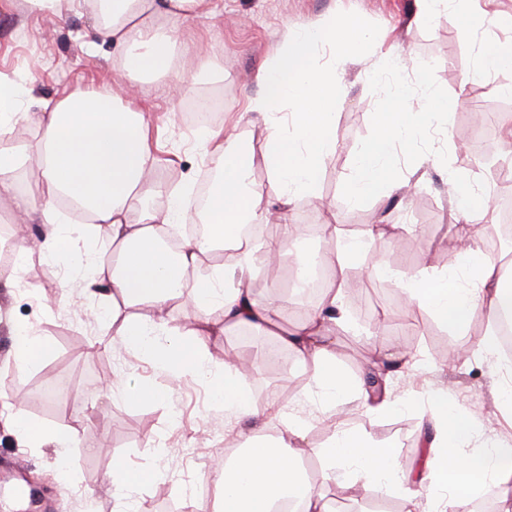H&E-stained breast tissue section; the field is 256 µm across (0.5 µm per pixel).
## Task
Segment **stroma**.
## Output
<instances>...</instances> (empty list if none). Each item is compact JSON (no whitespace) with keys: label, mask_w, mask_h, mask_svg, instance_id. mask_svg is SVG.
Instances as JSON below:
<instances>
[{"label":"stroma","mask_w":512,"mask_h":512,"mask_svg":"<svg viewBox=\"0 0 512 512\" xmlns=\"http://www.w3.org/2000/svg\"><path fill=\"white\" fill-rule=\"evenodd\" d=\"M216 5L217 17L182 24L178 47L205 44L209 56L222 62L223 78L186 79L178 97L168 94L163 78L137 84L156 145L155 205L166 207L172 187L194 193L207 179L206 157L189 135L186 117L187 103L203 96L222 98L213 128L228 134V147L252 152V184L268 188L266 123L244 109L247 99L264 93V62L284 28L357 21L367 36L358 57H340L326 46L313 59L317 65L336 66L343 78L335 109L336 148L322 163L314 195L302 196L290 218L299 225L367 221L393 226V234L366 239L349 270L359 288L342 298L348 328L336 334L334 360L350 377L366 378L376 359L367 339L376 334L391 339L395 348L417 352L428 364L419 377L402 364L385 374L393 400L403 405L399 411H368L359 397L337 404L335 419L326 418L321 391L293 357L282 369L248 378L249 392L285 391L282 411L305 422L312 446L328 444L338 421L365 430L371 442L392 446L395 466L406 474L420 466L421 425L428 419L425 393L435 387L445 389L449 403L472 417L481 436L494 434L512 445V415L496 401L498 368L475 353L488 330L486 317L474 315L464 329L452 331L422 310L405 316L404 306L387 300L388 292L403 293L405 281L417 270L450 264L449 180L481 186L492 199L512 198V181L495 178L500 170H512V151L501 141V125L493 126L483 146V163L458 158V145L466 138L464 113L477 105L512 112V98L496 93L498 84L512 83V69L489 75L478 70L485 49H512V0H450L447 9L426 20L417 13L415 0H216ZM95 30L94 18L82 9L52 25L24 8L0 16V79L39 99L112 89L121 59L110 44L97 42ZM418 62L427 63V70L415 71ZM405 88L412 91L407 111L424 113V123L414 139L397 144L384 177L399 188L418 175L421 196L407 198L397 191L350 202L345 187L354 160L375 136L381 114ZM435 97L447 104L436 116L430 113ZM418 224L428 225L427 237L417 236ZM80 280L77 274L63 279L59 266L36 258L11 292L0 293L15 325L37 330L54 347L41 365L17 377L8 359L11 340L1 329L0 396L32 421L67 423L78 433L77 446L62 460L52 445L31 446L0 421V512H114L121 501L129 512H208L217 494L210 475L238 443L242 429L214 397L222 354L236 346L237 333L205 339L201 356L211 375L172 381L142 353L119 342L111 299L82 290ZM59 376L69 384L66 395L46 401L44 387ZM141 384L168 390V400L134 404L118 394L106 395L110 388ZM118 465L150 472L153 478L116 496L109 477ZM302 466L316 489L358 512L365 501L359 487L324 482L325 464L317 457H305Z\"/></svg>","instance_id":"stroma-1"}]
</instances>
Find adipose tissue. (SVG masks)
Here are the masks:
<instances>
[{"label": "adipose tissue", "instance_id": "adipose-tissue-1", "mask_svg": "<svg viewBox=\"0 0 512 512\" xmlns=\"http://www.w3.org/2000/svg\"><path fill=\"white\" fill-rule=\"evenodd\" d=\"M87 2L97 18L99 35L119 50L123 71L171 75L172 93H182L184 79L173 72L178 32L162 21L210 19L216 14L214 0ZM364 42L362 27L351 20L337 27L283 31L262 74L265 93L248 104L249 111L267 118L263 157L273 176L271 190L265 193L248 185L252 154L225 147L223 130H206L201 144L220 173L204 210L208 232L185 240L176 256L163 247L161 238L168 225L185 218L189 202L177 194L167 209L150 203L155 188L149 175L155 159L150 124L137 95L130 90L121 94L87 90L52 104L39 100L30 106L13 83L0 80V198L11 199L13 223L44 227L36 248L21 240L12 243L16 259L0 268V288L15 287L32 254L70 267L78 242L98 238L110 243L111 260L92 264L83 286L92 293L107 290L113 316L123 319L121 341L146 354L156 371L175 381L204 374L199 357L204 337L241 329L270 330L276 306L260 301L246 286L252 252H243L238 264L225 269L219 279L202 271L200 257L237 238L241 225L273 223L274 209L290 208L297 196L315 191L321 162L335 146L334 110L342 84L336 69L313 67L309 61L320 44L339 47L352 57ZM285 100L294 110L283 122L273 109ZM27 121L35 122L39 130L33 145L9 136L14 125ZM419 130L415 113L396 111L380 117L377 133L361 151L347 187L351 201L389 191L383 173L393 162L395 145ZM32 161L40 178L20 188L19 173ZM453 198L454 225L459 229L456 262L445 272L415 276L407 293L411 304L454 331L464 329L475 314H484L490 331L478 352L491 359L498 355L497 326L512 318V281L485 258L476 234L468 230L488 212L485 192L457 184ZM64 200L85 211L89 223L60 225L58 206ZM359 250V242L346 243L332 261L331 284L323 288L320 302L298 326L279 333L311 380L324 390L331 411L337 401L356 391L354 381L337 368L332 345L348 269ZM179 297L197 311L183 327L168 325L164 317L170 302ZM215 305L223 315L217 323L209 318ZM164 329L173 338L166 345H156L153 337ZM52 351L46 337L33 332L12 335V366L17 372L39 366ZM215 396L233 418L253 422L256 430L247 448L216 471L214 483L223 496L219 512H277L288 502L296 504L297 512H334L332 501L314 487L299 463L307 454L325 460V479L359 478L373 494L401 498L402 512H416L414 480L397 473L390 447L370 443L362 430L341 425L327 445L306 448L304 423L283 419L277 402H256L237 370L229 367ZM428 403L432 420L418 479L429 484V512H467L479 487L486 484L497 488L502 512H512V448L488 437L481 451L468 452L476 437L472 418L449 407L444 390H431ZM1 415L28 442L56 443L57 453H66L76 441L73 427H41L13 404L0 405Z\"/></svg>", "mask_w": 512, "mask_h": 512}]
</instances>
